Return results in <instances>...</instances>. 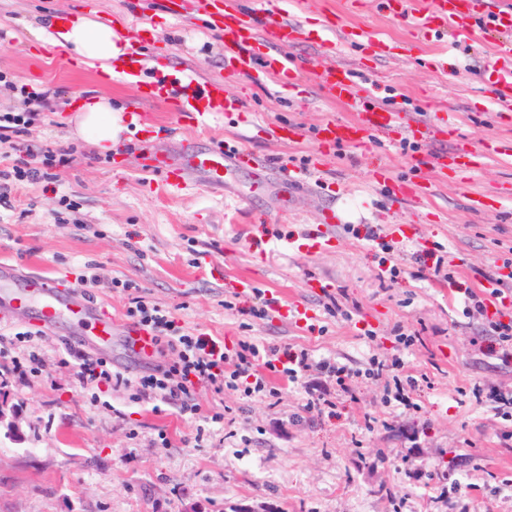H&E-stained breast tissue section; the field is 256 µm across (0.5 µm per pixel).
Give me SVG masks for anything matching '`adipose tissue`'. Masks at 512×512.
<instances>
[{
    "label": "adipose tissue",
    "instance_id": "1",
    "mask_svg": "<svg viewBox=\"0 0 512 512\" xmlns=\"http://www.w3.org/2000/svg\"><path fill=\"white\" fill-rule=\"evenodd\" d=\"M60 38L61 46L79 64L111 79L116 76L114 62L124 58L130 47L121 28L100 21L92 13L81 15L68 24ZM74 110L71 121L77 136L100 151L111 152L128 129V115L124 110L113 108L107 97L81 99Z\"/></svg>",
    "mask_w": 512,
    "mask_h": 512
}]
</instances>
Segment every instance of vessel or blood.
I'll list each match as a JSON object with an SVG mask.
<instances>
[{
  "instance_id": "obj_1",
  "label": "vessel or blood",
  "mask_w": 512,
  "mask_h": 512,
  "mask_svg": "<svg viewBox=\"0 0 512 512\" xmlns=\"http://www.w3.org/2000/svg\"><path fill=\"white\" fill-rule=\"evenodd\" d=\"M461 0H375L378 11L386 16L411 22L420 32L441 36L454 30L465 39L475 37L473 21L487 0H476L477 5L461 10ZM264 12L245 7L243 0H224V50L231 53L236 69L257 70L277 76L279 82L295 86L299 82L302 67L292 58L283 55H260V47L268 42L294 40L299 32L295 16L283 6V0H263ZM487 67L496 75L495 99L502 110L512 112V41L499 42L495 53L487 61ZM316 81L325 94L346 106L354 117L349 121L325 122L318 132V147L324 155H332L342 146L363 144L371 135L386 134L396 125L422 126L427 140L440 134L438 121L417 123L414 117L377 104L372 93H359L353 84L350 68L339 64L317 74ZM147 101L166 103L173 111L204 115L208 112H227L238 109L239 101L225 93L224 85L213 80H201L183 73L180 75L155 71L146 84L142 96L135 98V105ZM144 169L161 175L167 183L176 184L188 171H203L212 182L223 180L224 171L248 167L252 156L242 152L226 154L223 147L201 152L186 147L180 156L172 157L163 152L145 151L140 156ZM383 181L392 182L402 198L420 200L430 190L429 183L419 180L409 182L392 180L387 170H379ZM17 274L14 269L0 267V295L11 297V307L0 309V320L10 315L12 307L36 308L47 322L64 317L76 327L94 326L97 339L107 341L112 336V321L100 317L96 303L82 298L79 289L62 293L49 280L37 277L24 288H15ZM127 349L135 356L146 359L152 356L155 340L151 332L141 326L127 324L124 328Z\"/></svg>"
}]
</instances>
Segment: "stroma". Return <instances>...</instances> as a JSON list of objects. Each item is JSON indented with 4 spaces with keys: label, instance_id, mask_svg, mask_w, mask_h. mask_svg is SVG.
Segmentation results:
<instances>
[{
    "label": "stroma",
    "instance_id": "stroma-1",
    "mask_svg": "<svg viewBox=\"0 0 512 512\" xmlns=\"http://www.w3.org/2000/svg\"><path fill=\"white\" fill-rule=\"evenodd\" d=\"M343 2L305 0L295 43H271L267 52L294 54L314 73L346 64L360 85L377 86L384 105L425 121L447 116L470 148L512 140V112L499 109L485 71L492 40L461 45L451 33L440 43L379 15L371 2L345 15ZM90 7L126 31L150 25L152 65L223 81L240 109L197 122L154 106L111 153H97L66 124L73 96L102 93L126 108L138 85L102 81L61 46L37 43L57 16ZM338 19L387 39L393 52L337 50L328 26ZM0 73L8 78L0 83V113L26 108L9 83L55 92L46 117L21 136L23 146L74 151L54 179L12 186L0 202V263L63 288L97 278L88 293L112 318V347L89 345L86 355L132 379L147 369L123 342L125 299L111 286L119 278L138 283L186 331L227 347L246 335L304 345L364 372L355 398L338 397L333 415L305 413L302 385L280 380L275 404L226 392L230 412L217 424L207 419L215 401L203 387L196 415L132 401L121 387L90 399L75 363L62 360L65 321L48 326L34 310L16 309L0 321V350L36 351L44 372L0 382L20 429L0 434V512H512V416L486 398L493 389L512 391V354L485 332L479 312L464 310L466 289L485 286V274L512 287V156L440 177L430 164L437 143L423 139L418 152L402 153L405 135L396 129L323 157L317 128L352 112L317 83L291 94L274 78L233 72L223 33L189 6L167 16L164 0H0ZM283 125L298 129L294 142L272 139ZM188 143L246 149L266 165L263 188L254 187L248 167L221 187L191 172L179 189L141 169V150L177 155ZM378 165L431 181L432 195L420 203L395 197L373 179ZM287 167L305 170L306 186L288 183ZM329 208L338 221L326 226ZM317 228L328 244L307 250L303 235ZM372 231L390 249L370 241ZM435 251L456 271L455 285L423 275L421 259ZM396 263L402 272L393 280ZM244 279L272 305L296 303L313 318L244 315L251 300L239 287ZM334 297L351 318L326 314ZM229 300L236 309H226ZM400 324L420 330L423 345L402 352L394 337ZM26 330L35 334L31 344H11L12 334ZM374 357H401L428 375L417 409L385 404L387 377L365 373ZM453 481L458 490H450Z\"/></svg>",
    "mask_w": 512,
    "mask_h": 512
}]
</instances>
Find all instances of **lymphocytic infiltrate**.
<instances>
[{
	"label": "lymphocytic infiltrate",
	"instance_id": "lymphocytic-infiltrate-1",
	"mask_svg": "<svg viewBox=\"0 0 512 512\" xmlns=\"http://www.w3.org/2000/svg\"><path fill=\"white\" fill-rule=\"evenodd\" d=\"M31 107L23 112L0 113V150L18 153L19 158L11 170H0V181L20 183L39 180L49 167H66L73 160L72 151L50 148L40 153L23 152L19 137L29 126L39 120L43 104L37 92L27 93ZM113 287L119 288L127 300L125 316L131 322L152 331L158 347L175 351L177 357L152 372L129 381L121 372L112 370L106 361L81 359L78 378L83 388L106 386H133L138 400H158L176 407L183 413H199L197 404L190 398L196 386L206 387L215 397L225 392H241L243 399H277L280 396L272 379L284 377L291 383L303 381L311 374L335 380L346 395H354L357 375L338 362L315 357L306 347L279 348L258 342L252 337L240 339L232 349L223 342L203 333H190L179 326L172 314L151 303L143 296L138 284L116 279Z\"/></svg>",
	"mask_w": 512,
	"mask_h": 512
}]
</instances>
